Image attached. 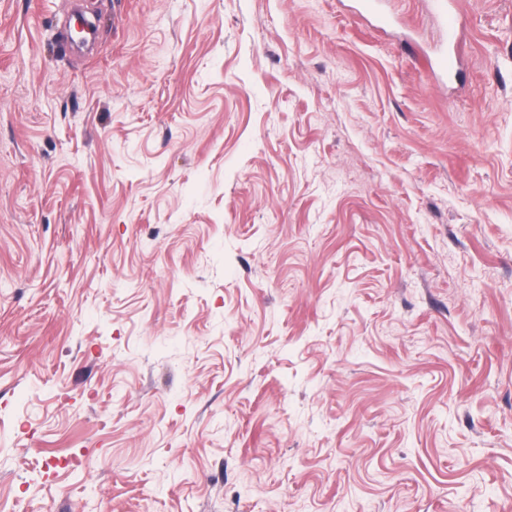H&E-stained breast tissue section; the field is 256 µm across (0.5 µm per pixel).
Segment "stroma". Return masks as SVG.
<instances>
[{"label":"stroma","instance_id":"stroma-1","mask_svg":"<svg viewBox=\"0 0 512 512\" xmlns=\"http://www.w3.org/2000/svg\"><path fill=\"white\" fill-rule=\"evenodd\" d=\"M0 0V512H512V0Z\"/></svg>","mask_w":512,"mask_h":512}]
</instances>
